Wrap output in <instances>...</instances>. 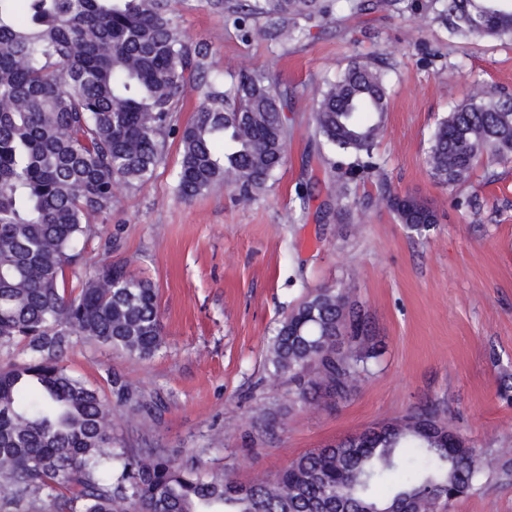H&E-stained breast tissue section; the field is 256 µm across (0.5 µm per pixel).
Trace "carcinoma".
<instances>
[{"label":"carcinoma","mask_w":512,"mask_h":512,"mask_svg":"<svg viewBox=\"0 0 512 512\" xmlns=\"http://www.w3.org/2000/svg\"><path fill=\"white\" fill-rule=\"evenodd\" d=\"M238 25L264 17L281 45L300 40L330 11L328 0H206ZM451 34L512 41V0H431ZM209 48L186 37L172 0H0V344L25 357L0 365V512H445L487 474L512 476L448 427L435 403L317 448L275 477L248 484L204 477L159 451L112 447V406L63 363L78 333L146 360L162 347L153 284L127 263L104 261L65 288L80 265L77 242L164 162L179 105L202 93L179 132L176 189L190 200L217 187L248 203L288 158L291 93L262 72L230 83L211 75ZM388 112L385 74L353 61L325 84L312 113L316 134L379 170L371 153ZM512 160V98L474 83L437 124L426 163L453 186L475 161ZM408 229L435 223L432 207L382 192ZM377 352L348 289L316 288L281 323L267 354L270 375L299 380L317 407L349 400Z\"/></svg>","instance_id":"carcinoma-1"}]
</instances>
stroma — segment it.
<instances>
[{"label": "stroma", "instance_id": "35a3bbf8", "mask_svg": "<svg viewBox=\"0 0 512 512\" xmlns=\"http://www.w3.org/2000/svg\"><path fill=\"white\" fill-rule=\"evenodd\" d=\"M396 13L338 0L306 38L270 40L265 21L242 33L204 0H181L177 20L206 42L213 67L249 71L293 94L288 159L248 205L216 189L190 201L175 191L179 136L150 183L121 190L97 231L81 239L82 271L123 260L158 292L163 347L139 360L69 336L63 360L112 405L117 448H159L176 464L241 483L272 476L299 455L392 421L422 402L445 408L449 426L487 454L512 448V162L480 159L456 186L438 183L426 153L437 122L472 82L512 97V45L451 38L411 0ZM385 64L386 129L373 147L378 173H350L351 157L323 146L312 111L325 80L354 60ZM349 184L337 200L336 179ZM428 202L437 221L417 233L387 207L382 188ZM476 201L479 215L468 203ZM350 288L379 357L348 401L326 410L299 401L298 384L270 378L267 348L312 289ZM135 387L145 409L129 415ZM450 512H512V482L492 475Z\"/></svg>", "mask_w": 512, "mask_h": 512}]
</instances>
